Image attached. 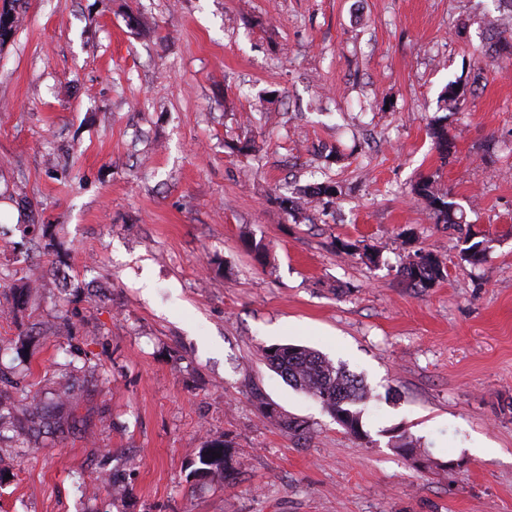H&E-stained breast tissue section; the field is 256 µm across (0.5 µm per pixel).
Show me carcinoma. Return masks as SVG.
<instances>
[{"label":"carcinoma","mask_w":512,"mask_h":512,"mask_svg":"<svg viewBox=\"0 0 512 512\" xmlns=\"http://www.w3.org/2000/svg\"><path fill=\"white\" fill-rule=\"evenodd\" d=\"M448 117H440L429 127V134L439 152L448 156ZM415 195L437 224L459 227L464 223L463 211L435 190L433 182L423 177L414 187ZM400 274L415 288H429L444 278L439 259L431 253L416 252L403 265ZM268 365L292 387L318 401L347 431L361 435V406L369 399V391L362 379L334 365L320 352L296 345H273L264 349ZM196 474L201 477L218 475L224 483L236 481L238 469L231 442L212 441L199 449Z\"/></svg>","instance_id":"carcinoma-1"}]
</instances>
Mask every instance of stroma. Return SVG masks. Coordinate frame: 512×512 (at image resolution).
<instances>
[{
    "instance_id": "35a3bbf8",
    "label": "stroma",
    "mask_w": 512,
    "mask_h": 512,
    "mask_svg": "<svg viewBox=\"0 0 512 512\" xmlns=\"http://www.w3.org/2000/svg\"><path fill=\"white\" fill-rule=\"evenodd\" d=\"M14 16L0 396L28 385L69 411L0 433V512H512V54L481 58L512 0H17ZM452 82L445 157L428 126ZM427 176L461 227L413 194ZM326 181L340 195L277 201ZM418 250L445 269L425 290L400 274ZM54 263L17 305L12 281ZM275 344L363 380L362 437L267 364ZM211 439L231 441L235 484L194 476Z\"/></svg>"
}]
</instances>
